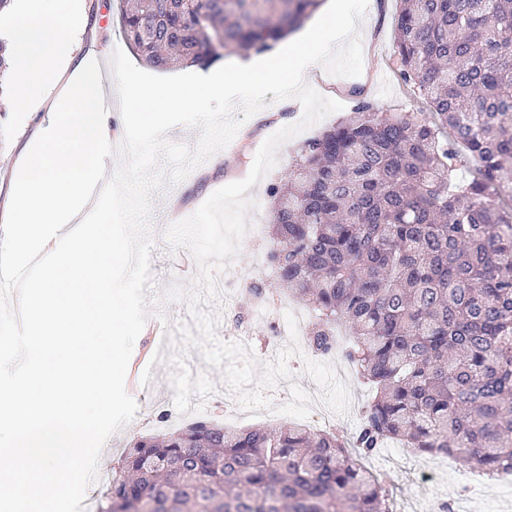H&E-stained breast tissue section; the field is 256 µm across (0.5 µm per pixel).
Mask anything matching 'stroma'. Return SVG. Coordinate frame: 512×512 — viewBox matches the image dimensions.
Instances as JSON below:
<instances>
[{
    "mask_svg": "<svg viewBox=\"0 0 512 512\" xmlns=\"http://www.w3.org/2000/svg\"><path fill=\"white\" fill-rule=\"evenodd\" d=\"M118 4L119 0H85V33L78 50L79 56L98 57L109 49L125 48L126 43L117 21ZM397 9V0H375L373 7L358 22L355 36L363 50V72L360 76H333L321 67L307 76L309 86L321 95L342 103L343 109L329 114L279 148L275 166L249 190V196L256 204L255 209L247 213L249 225H267L271 209V199L267 194L269 186L293 170L297 155L306 141L336 124L343 113L351 112L354 106L351 91L354 87H364L368 98L381 111H426V103L407 93L391 66ZM302 114L301 105L281 100L270 103L245 121L225 149L196 166L192 176L179 182L167 183L156 194L151 214L152 224L161 227L185 219L194 214L215 190L241 180L248 174L254 156L266 138L285 124L297 123ZM50 119V113L45 111L28 113L12 141L0 138V222L4 221L8 212L14 170L28 142L48 125ZM152 266L160 297L150 306L148 316L158 320L159 326L155 329L144 327L134 345L130 364L140 368L152 366L158 377V386L154 396L139 401L134 419L114 433L109 447L103 449L97 469L105 473L118 468L133 440L158 433L157 421L160 417L175 419L179 416L174 405L171 371L167 365L153 363L152 351L158 341L157 330H172L183 326L189 314L184 302L164 300L162 292L173 287L189 289L197 274V264L188 249L171 246L165 236L159 234L155 237ZM223 275L230 279L233 287L240 289V303L244 306L251 302L248 293L244 291L247 282H255L270 295L278 292L274 269L266 250L255 248L247 235L241 239L237 257L224 270ZM187 362L196 366L198 372L207 374L215 385L211 406L197 411V418H208L236 428L286 423L300 426L308 414L324 412L319 401L305 396L312 381L303 376L299 359H291L288 364L296 391L305 396L298 406L280 403L277 389L272 388L266 392L271 402L270 409L227 414L215 408L216 403L228 395L221 371L207 365L195 348L191 349ZM324 414L326 428L331 432L341 429L353 435L361 424L360 406L356 403L351 405L348 415L339 416L331 412ZM361 463L369 471L385 472L397 512H423L427 503L451 500L462 484H475L481 488L474 500V512H512V480H481L458 457H432L393 442L373 455L362 458Z\"/></svg>",
    "mask_w": 512,
    "mask_h": 512,
    "instance_id": "stroma-1",
    "label": "stroma"
}]
</instances>
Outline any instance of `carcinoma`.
<instances>
[{"label": "carcinoma", "instance_id": "1", "mask_svg": "<svg viewBox=\"0 0 512 512\" xmlns=\"http://www.w3.org/2000/svg\"><path fill=\"white\" fill-rule=\"evenodd\" d=\"M323 2L134 0L120 28L158 71L205 67L273 49ZM399 2L393 65L428 115L354 89L268 188L277 281L315 311V352L348 328L372 392L358 433L196 420L133 444L99 512H392L360 463L387 439L512 473V0Z\"/></svg>", "mask_w": 512, "mask_h": 512}]
</instances>
